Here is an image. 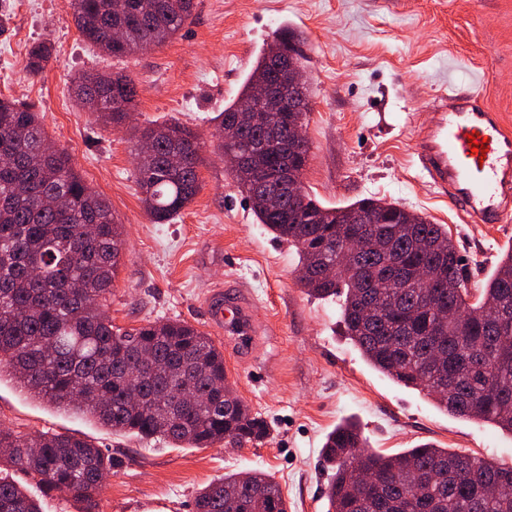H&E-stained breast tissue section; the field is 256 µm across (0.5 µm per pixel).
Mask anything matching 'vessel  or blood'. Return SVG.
I'll return each mask as SVG.
<instances>
[{"label":"vessel or blood","mask_w":512,"mask_h":512,"mask_svg":"<svg viewBox=\"0 0 512 512\" xmlns=\"http://www.w3.org/2000/svg\"><path fill=\"white\" fill-rule=\"evenodd\" d=\"M485 139L486 155L473 152L469 135ZM421 170L476 224L512 221V131L498 113L472 95H448L435 107L431 124L414 136ZM212 322L246 341L252 326L244 298L209 307Z\"/></svg>","instance_id":"vessel-or-blood-1"}]
</instances>
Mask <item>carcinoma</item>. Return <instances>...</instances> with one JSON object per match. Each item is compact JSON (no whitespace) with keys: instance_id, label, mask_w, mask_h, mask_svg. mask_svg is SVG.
Segmentation results:
<instances>
[{"instance_id":"obj_1","label":"carcinoma","mask_w":512,"mask_h":512,"mask_svg":"<svg viewBox=\"0 0 512 512\" xmlns=\"http://www.w3.org/2000/svg\"><path fill=\"white\" fill-rule=\"evenodd\" d=\"M67 0L80 34L104 53L121 58L172 39L192 19L196 0ZM123 28L120 39L113 30ZM51 47L28 52L27 69L42 71ZM267 51L257 57L240 99L273 79ZM77 105L104 126L120 129L134 111L137 87L122 70L83 72ZM264 132L239 123L229 150L251 149ZM136 182L157 224L175 218L200 190L198 134L170 119L135 130ZM153 150H140L143 140ZM310 147L284 148L268 161L303 175ZM238 183L259 223L301 256V282L324 299L341 292L346 336L366 361L393 381L420 389L449 413L491 423L512 433V246L472 297L456 245L442 224L383 199L381 223L371 225L357 260L343 262L344 216L354 204L325 207L307 193L284 198L272 213L266 197ZM125 241L109 202L83 181L69 155L46 134L31 106L0 97V377L8 375L35 400L76 411L99 424L176 448L262 442L263 419L228 386L224 353L181 320L147 322L131 330L112 324L105 302L122 265ZM430 268L421 286L409 269ZM336 267L328 279L325 270ZM141 401H128L131 380ZM374 474L358 486L347 458ZM322 458L333 471L327 512H512V493L488 484L512 465H498L426 443L393 455L369 449L357 423L328 433ZM16 468L48 491L87 503L98 495L112 458L75 435H18L0 429V512H42L16 482ZM195 512H288L279 484L254 470L243 483L229 473L197 492Z\"/></svg>"}]
</instances>
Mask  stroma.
Masks as SVG:
<instances>
[{
    "mask_svg": "<svg viewBox=\"0 0 512 512\" xmlns=\"http://www.w3.org/2000/svg\"><path fill=\"white\" fill-rule=\"evenodd\" d=\"M0 16L7 98L35 105L47 134L123 226V265L106 302L113 323L193 325L223 351L228 380L270 428L246 448H175L34 401L2 377L0 427L75 434L114 461L92 506L44 494L14 471L43 512H193L200 488L253 470L274 477L288 512H326L321 447L346 419L381 453L431 442L512 464V434L440 410L366 363L344 333L341 298L307 294L296 248L258 223L215 135L216 116L238 99L275 31L301 33L313 90L306 192L328 206L381 198L445 225L470 289H479L512 245V222L493 229L470 223L421 173L411 142L434 100L453 92L479 95L512 129V0H197L175 39L122 60L80 36L65 0H29L25 8L0 0ZM41 42L52 45V56L32 75L27 54ZM89 69H121L135 79L136 124L174 117L205 142L201 188L170 223H154L141 201L130 132L103 128L77 108L71 82ZM228 290L252 306L254 332L244 351L207 315L208 302Z\"/></svg>",
    "mask_w": 512,
    "mask_h": 512,
    "instance_id": "35a3bbf8",
    "label": "stroma"
}]
</instances>
